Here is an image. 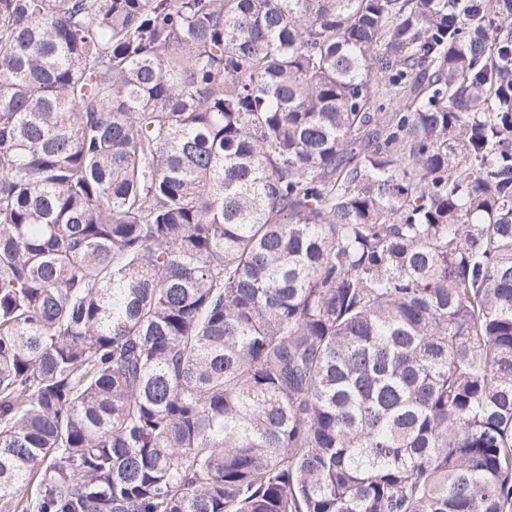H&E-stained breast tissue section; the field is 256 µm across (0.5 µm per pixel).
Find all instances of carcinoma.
<instances>
[{
    "instance_id": "1",
    "label": "carcinoma",
    "mask_w": 512,
    "mask_h": 512,
    "mask_svg": "<svg viewBox=\"0 0 512 512\" xmlns=\"http://www.w3.org/2000/svg\"><path fill=\"white\" fill-rule=\"evenodd\" d=\"M0 512H512V0H0Z\"/></svg>"
}]
</instances>
